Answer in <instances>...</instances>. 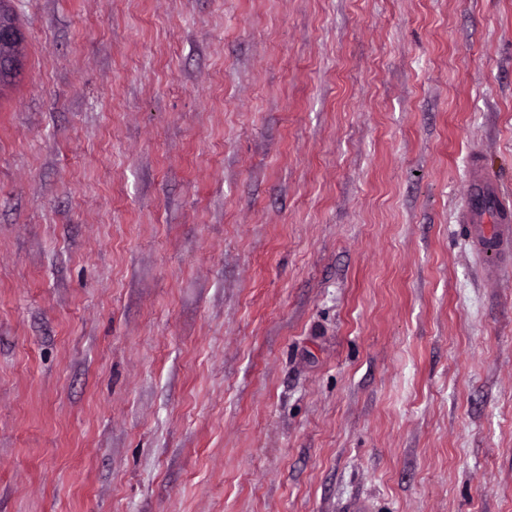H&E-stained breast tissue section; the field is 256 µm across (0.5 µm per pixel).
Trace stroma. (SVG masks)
<instances>
[{"label":"stroma","mask_w":512,"mask_h":512,"mask_svg":"<svg viewBox=\"0 0 512 512\" xmlns=\"http://www.w3.org/2000/svg\"><path fill=\"white\" fill-rule=\"evenodd\" d=\"M0 512H512V0H9ZM470 221L474 238L484 248L503 255L512 243V203L491 187L484 178H476L469 191ZM492 223V224H485Z\"/></svg>","instance_id":"stroma-1"}]
</instances>
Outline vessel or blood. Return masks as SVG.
<instances>
[{"instance_id":"b4317fda","label":"vessel or blood","mask_w":512,"mask_h":512,"mask_svg":"<svg viewBox=\"0 0 512 512\" xmlns=\"http://www.w3.org/2000/svg\"><path fill=\"white\" fill-rule=\"evenodd\" d=\"M470 220L479 244L496 253L512 245V201L483 179H475L469 191Z\"/></svg>"}]
</instances>
